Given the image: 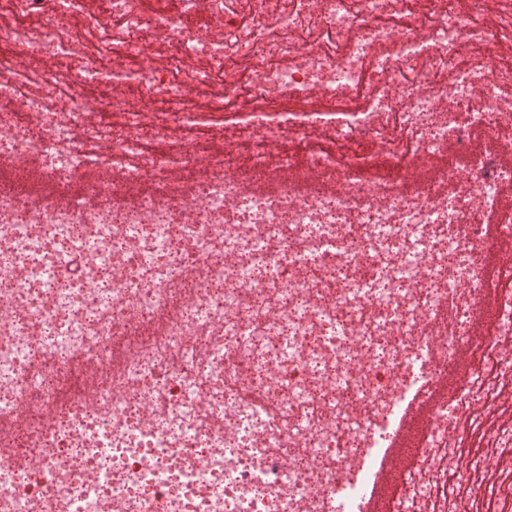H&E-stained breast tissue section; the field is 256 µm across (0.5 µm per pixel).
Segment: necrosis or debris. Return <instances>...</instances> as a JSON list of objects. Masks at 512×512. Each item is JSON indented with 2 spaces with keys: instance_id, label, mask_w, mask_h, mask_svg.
<instances>
[{
  "instance_id": "necrosis-or-debris-1",
  "label": "necrosis or debris",
  "mask_w": 512,
  "mask_h": 512,
  "mask_svg": "<svg viewBox=\"0 0 512 512\" xmlns=\"http://www.w3.org/2000/svg\"><path fill=\"white\" fill-rule=\"evenodd\" d=\"M0 99V512H359L512 242V8L0 0ZM494 298L395 512H512ZM483 250L485 255L484 273L488 280L499 282L503 260L512 256V246L500 241L496 233V224H486Z\"/></svg>"
}]
</instances>
